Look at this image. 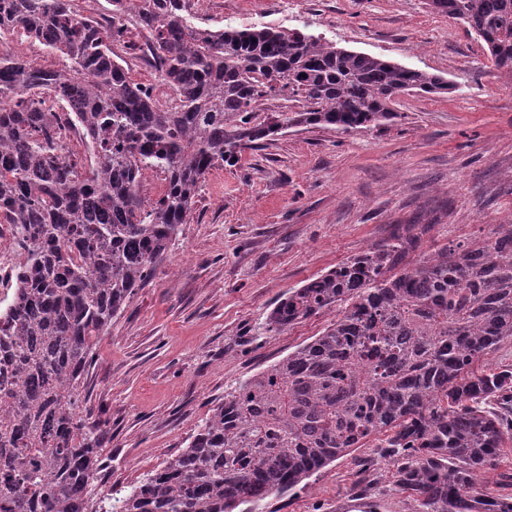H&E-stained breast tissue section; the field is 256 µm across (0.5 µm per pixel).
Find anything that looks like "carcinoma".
Returning a JSON list of instances; mask_svg holds the SVG:
<instances>
[{
	"mask_svg": "<svg viewBox=\"0 0 512 512\" xmlns=\"http://www.w3.org/2000/svg\"><path fill=\"white\" fill-rule=\"evenodd\" d=\"M429 2L512 77V0ZM106 3L97 18L76 0H0V43L34 39L69 60L46 69L0 55V224L15 225L21 251L17 302L0 318V512H85L99 465L83 418L96 340L168 252L211 168L289 129L376 127L397 118L402 94L453 89L296 29L198 26L191 0ZM131 26L144 42L130 48L173 103L117 61ZM147 169L164 173L149 204ZM427 230L281 299L268 333L341 311L237 383L119 512H257L374 437L412 512H512V475L503 493L481 484L512 438V364L474 370L512 343V224L403 265Z\"/></svg>",
	"mask_w": 512,
	"mask_h": 512,
	"instance_id": "carcinoma-1",
	"label": "carcinoma"
}]
</instances>
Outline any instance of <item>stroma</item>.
Instances as JSON below:
<instances>
[{
    "label": "stroma",
    "instance_id": "35a3bbf8",
    "mask_svg": "<svg viewBox=\"0 0 512 512\" xmlns=\"http://www.w3.org/2000/svg\"><path fill=\"white\" fill-rule=\"evenodd\" d=\"M197 25L271 24L447 78L400 96L392 122L291 129L206 175L188 224L98 338L87 381L103 469L90 512H108L187 444L225 393L318 335L325 314L258 329L290 290L411 224L420 250L512 224V81L483 41L427 0H196ZM367 443L261 512H410Z\"/></svg>",
    "mask_w": 512,
    "mask_h": 512
}]
</instances>
